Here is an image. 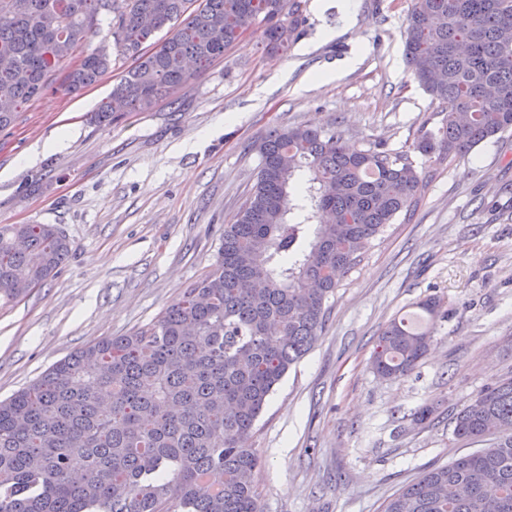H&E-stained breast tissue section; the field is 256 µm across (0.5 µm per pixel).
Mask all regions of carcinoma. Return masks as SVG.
<instances>
[{"mask_svg": "<svg viewBox=\"0 0 512 512\" xmlns=\"http://www.w3.org/2000/svg\"><path fill=\"white\" fill-rule=\"evenodd\" d=\"M0 0V129L47 87L66 52L101 18L112 41L70 75L97 82L112 52L135 66L92 116L146 110L224 56L254 28L288 46L299 0ZM172 34L152 52L159 29ZM405 58L444 112L412 151L435 165L512 130V0H412ZM410 151V152H412ZM410 152L354 149L332 129H274L258 144L257 183L224 225L211 271L159 317L102 338L0 400V512H263L253 474L255 422L289 367L324 327L329 301L384 228L412 216L432 178ZM71 242L54 224L0 225V295L54 276ZM391 319L370 359L410 374L432 341L442 301ZM453 436L489 446L424 472L384 512H512V376L453 417Z\"/></svg>", "mask_w": 512, "mask_h": 512, "instance_id": "cac0c4a2", "label": "carcinoma"}]
</instances>
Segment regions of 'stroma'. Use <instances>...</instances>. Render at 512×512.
<instances>
[{
	"instance_id": "1",
	"label": "stroma",
	"mask_w": 512,
	"mask_h": 512,
	"mask_svg": "<svg viewBox=\"0 0 512 512\" xmlns=\"http://www.w3.org/2000/svg\"><path fill=\"white\" fill-rule=\"evenodd\" d=\"M412 0H302L287 51L249 34L148 110L96 124L133 60L97 83L68 75L0 131V224H54L72 251L42 287L0 301V400L85 345L158 317L213 267L220 236L256 184L257 145L310 125L348 145L409 147L439 106L404 56ZM64 133L59 150L44 142ZM435 296L446 310L408 376L368 366L387 322ZM314 346L276 386L252 431L264 512H383L431 467L473 447L453 415L512 373V131L439 165L409 219L396 220L342 281ZM437 411L420 425L415 413Z\"/></svg>"
}]
</instances>
